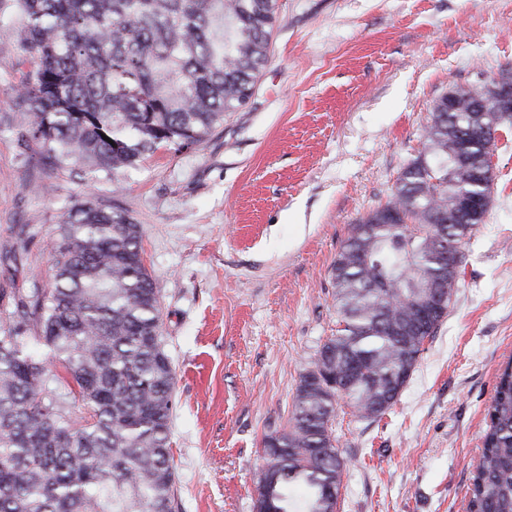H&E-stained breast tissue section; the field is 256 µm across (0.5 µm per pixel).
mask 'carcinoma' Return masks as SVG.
Masks as SVG:
<instances>
[{
  "mask_svg": "<svg viewBox=\"0 0 512 512\" xmlns=\"http://www.w3.org/2000/svg\"><path fill=\"white\" fill-rule=\"evenodd\" d=\"M31 69L15 91L21 145L81 182L160 149L202 144L244 106L269 61L278 0H0ZM482 90L434 104L423 149L389 199L351 227L332 267L340 328L297 383L288 426L263 437L259 512H336L346 463L339 400L366 420L397 401L459 287L462 247L488 210L473 164ZM0 250L17 260L31 227ZM142 229L112 199L74 201L50 238L48 288L0 290V512H176L175 374ZM88 417L75 423L73 407ZM468 512H512V360L499 369Z\"/></svg>",
  "mask_w": 512,
  "mask_h": 512,
  "instance_id": "carcinoma-1",
  "label": "carcinoma"
}]
</instances>
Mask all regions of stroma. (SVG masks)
I'll return each mask as SVG.
<instances>
[{"label":"stroma","mask_w":512,"mask_h":512,"mask_svg":"<svg viewBox=\"0 0 512 512\" xmlns=\"http://www.w3.org/2000/svg\"><path fill=\"white\" fill-rule=\"evenodd\" d=\"M253 97L198 147L122 179L143 229L176 372L178 512H255L263 437L283 430L301 374L338 327L332 265L422 148L436 100L512 78V0H278ZM29 70L0 21V247L33 225L0 288L50 287L46 243L108 183L42 172L5 125ZM484 224L463 247L447 317L382 418L339 405L338 512H467L497 374L512 359V127L500 128Z\"/></svg>","instance_id":"obj_1"}]
</instances>
